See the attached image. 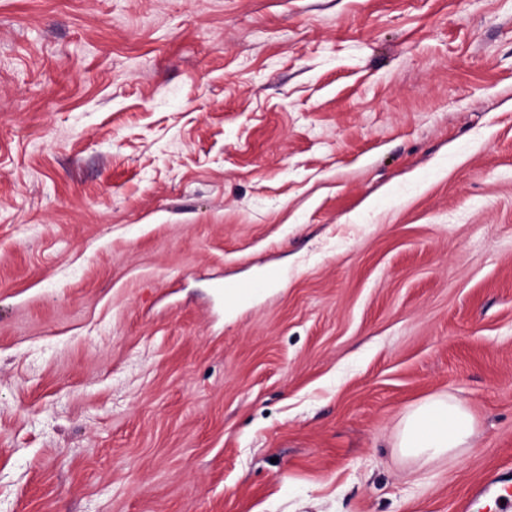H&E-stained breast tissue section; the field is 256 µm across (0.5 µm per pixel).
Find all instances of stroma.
Instances as JSON below:
<instances>
[{
	"label": "stroma",
	"instance_id": "1",
	"mask_svg": "<svg viewBox=\"0 0 512 512\" xmlns=\"http://www.w3.org/2000/svg\"><path fill=\"white\" fill-rule=\"evenodd\" d=\"M440 393L478 434L423 466L398 427ZM491 479L512 0H0V512H460ZM265 285V282L259 280L229 281L224 283L223 288L224 292L236 303L246 304L250 302Z\"/></svg>",
	"mask_w": 512,
	"mask_h": 512
}]
</instances>
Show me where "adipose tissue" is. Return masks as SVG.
<instances>
[{
	"instance_id": "obj_1",
	"label": "adipose tissue",
	"mask_w": 512,
	"mask_h": 512,
	"mask_svg": "<svg viewBox=\"0 0 512 512\" xmlns=\"http://www.w3.org/2000/svg\"><path fill=\"white\" fill-rule=\"evenodd\" d=\"M477 435L470 408L453 394L425 398L404 414L397 446L409 457L432 463L460 459Z\"/></svg>"
}]
</instances>
